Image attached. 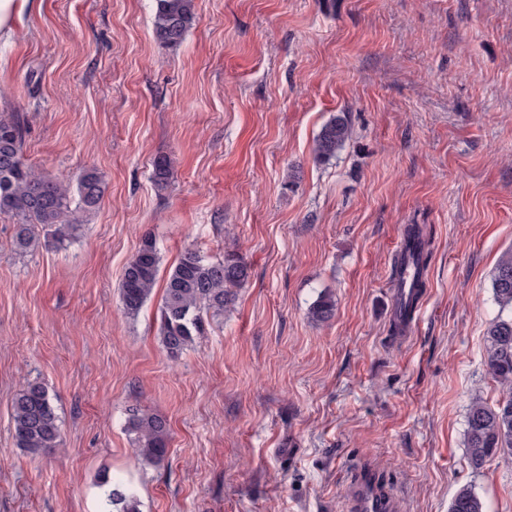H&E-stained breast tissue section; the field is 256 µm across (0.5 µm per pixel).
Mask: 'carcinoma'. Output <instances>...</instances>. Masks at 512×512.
<instances>
[{
    "instance_id": "cac0c4a2",
    "label": "carcinoma",
    "mask_w": 512,
    "mask_h": 512,
    "mask_svg": "<svg viewBox=\"0 0 512 512\" xmlns=\"http://www.w3.org/2000/svg\"><path fill=\"white\" fill-rule=\"evenodd\" d=\"M194 0H155L153 34L166 48H177L195 24ZM350 136L345 115L324 124L314 139L313 154L325 162L340 151ZM23 128L16 115H0V215L14 220L13 244L25 251L37 241L35 228L44 242L63 247L82 226V216L97 208L105 182L95 168L85 170L73 184L65 178L42 175L27 162L22 152ZM170 162L159 156L152 162V181L159 190L167 188ZM404 245L395 255L393 273L401 274L410 262L427 270L431 259L430 232L425 224H407ZM160 254L156 241L146 236L127 261L120 288L124 311L134 315L151 299L157 283ZM250 277V268L235 250L210 260L187 247L168 272L159 307L158 337L169 356L176 358L207 334L209 319L224 315L237 289ZM496 301L512 309V250L504 253L492 281ZM334 299L323 294L310 307L316 322L330 320ZM484 363L487 372L502 387L494 406L481 401L467 412L466 455L474 469L494 456L512 457V314L498 315L488 325ZM12 419L17 446L31 452H48L61 446L59 417L52 399L39 381L27 382L15 395ZM128 433L134 455L158 465L168 454L169 424L166 419L135 408L128 417ZM105 512H138L131 489L121 482H105ZM448 512H485V505L470 486H463L452 498Z\"/></svg>"
}]
</instances>
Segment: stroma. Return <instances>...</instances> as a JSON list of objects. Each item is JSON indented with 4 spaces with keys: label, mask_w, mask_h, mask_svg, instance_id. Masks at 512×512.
<instances>
[{
    "label": "stroma",
    "mask_w": 512,
    "mask_h": 512,
    "mask_svg": "<svg viewBox=\"0 0 512 512\" xmlns=\"http://www.w3.org/2000/svg\"><path fill=\"white\" fill-rule=\"evenodd\" d=\"M180 47L154 0H42L0 43V114L39 171L96 168L98 208L60 249L12 244L0 215V512H102L124 478L140 512H354L372 472L402 512H448L471 485L512 512V459L467 460L472 399L496 404L484 331L512 248V0H195ZM351 136L315 162L321 127ZM171 180L157 190L155 157ZM431 229L428 288L395 336L392 258ZM167 276L187 246L251 269L178 359L162 288L120 304L145 235ZM334 318L309 320L320 294ZM49 391L61 448H18L12 402ZM170 425L138 461L130 409Z\"/></svg>",
    "instance_id": "1"
}]
</instances>
